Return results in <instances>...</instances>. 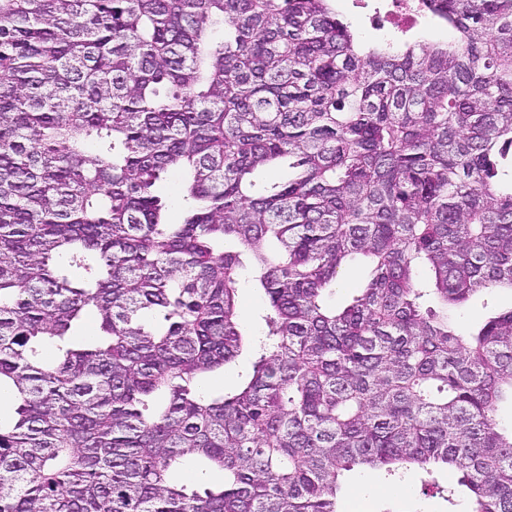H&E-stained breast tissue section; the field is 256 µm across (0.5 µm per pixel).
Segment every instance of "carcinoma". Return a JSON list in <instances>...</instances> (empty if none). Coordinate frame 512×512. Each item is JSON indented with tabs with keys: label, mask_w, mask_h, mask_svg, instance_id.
I'll return each instance as SVG.
<instances>
[{
	"label": "carcinoma",
	"mask_w": 512,
	"mask_h": 512,
	"mask_svg": "<svg viewBox=\"0 0 512 512\" xmlns=\"http://www.w3.org/2000/svg\"><path fill=\"white\" fill-rule=\"evenodd\" d=\"M331 2L0 0V512H338L345 473L409 465L512 512V308L449 316L512 293V0L371 46ZM193 464L223 482L170 483ZM157 193L167 203L169 220L171 222L180 221L183 212V202L179 191L177 176L175 174H169L158 184ZM365 275L366 269L358 260L342 267L336 280V287L327 297V303L336 308L344 306L355 294L356 288L363 283ZM237 287L242 325L247 334L257 338L265 331L260 316L267 307L266 298L261 291L253 288L246 274L240 277ZM486 302L488 308L485 309ZM512 301L508 295H478L464 309L457 313V322L463 327H470L481 320L485 312L495 307H510ZM249 365V356L243 354L235 362L224 366V371L220 370L209 377L211 390L216 393L235 392Z\"/></svg>",
	"instance_id": "cac0c4a2"
}]
</instances>
